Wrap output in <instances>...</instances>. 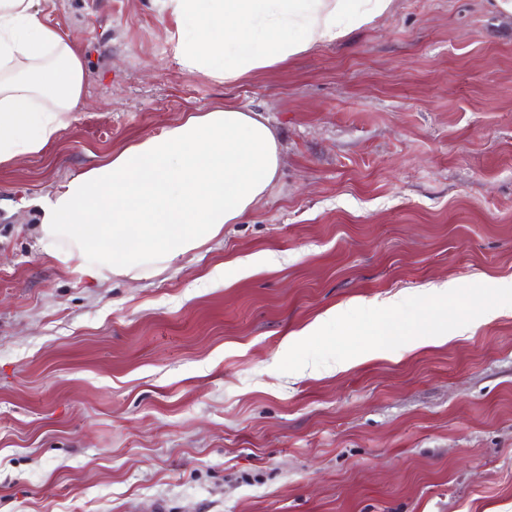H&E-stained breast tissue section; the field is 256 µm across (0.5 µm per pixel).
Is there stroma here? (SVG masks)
<instances>
[{
    "instance_id": "stroma-1",
    "label": "stroma",
    "mask_w": 512,
    "mask_h": 512,
    "mask_svg": "<svg viewBox=\"0 0 512 512\" xmlns=\"http://www.w3.org/2000/svg\"><path fill=\"white\" fill-rule=\"evenodd\" d=\"M86 62L44 155L0 167V512H512V306L443 344L281 373L335 309L512 277V16L393 0L224 86L183 72L154 0H55ZM232 102L281 163L241 221L165 270L47 257L70 180Z\"/></svg>"
}]
</instances>
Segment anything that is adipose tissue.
Here are the masks:
<instances>
[{"instance_id":"obj_1","label":"adipose tissue","mask_w":512,"mask_h":512,"mask_svg":"<svg viewBox=\"0 0 512 512\" xmlns=\"http://www.w3.org/2000/svg\"><path fill=\"white\" fill-rule=\"evenodd\" d=\"M35 0H0V166L40 155L80 104L85 62ZM182 71L234 85L374 23L393 0H156ZM276 129L236 104L188 116L67 183L40 241L95 279L159 272L216 238L278 174Z\"/></svg>"}]
</instances>
